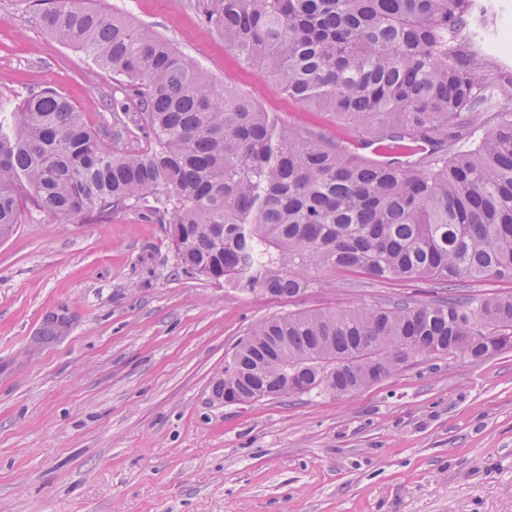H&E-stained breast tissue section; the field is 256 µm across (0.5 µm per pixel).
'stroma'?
Wrapping results in <instances>:
<instances>
[{
    "label": "stroma",
    "mask_w": 512,
    "mask_h": 512,
    "mask_svg": "<svg viewBox=\"0 0 512 512\" xmlns=\"http://www.w3.org/2000/svg\"><path fill=\"white\" fill-rule=\"evenodd\" d=\"M169 39L280 120L372 149L228 50L199 0H96ZM52 87L92 128L128 101L119 77L0 0V101ZM426 282L331 275L292 300L185 269L168 227L26 209L0 239V512H512V350L422 359L353 395L227 405L236 344L291 311L363 308Z\"/></svg>",
    "instance_id": "35a3bbf8"
}]
</instances>
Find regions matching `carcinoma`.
<instances>
[{"instance_id":"obj_1","label":"carcinoma","mask_w":512,"mask_h":512,"mask_svg":"<svg viewBox=\"0 0 512 512\" xmlns=\"http://www.w3.org/2000/svg\"><path fill=\"white\" fill-rule=\"evenodd\" d=\"M474 0H202L225 46L304 107L336 114L381 154L273 118L162 35L124 17L49 0L42 26L121 77L138 118L112 108L100 134L46 89L0 113V238L30 204L54 217L137 208L180 263L244 293L288 299L325 273L444 286L432 305L290 311L259 322L224 366V402L358 393L419 358L477 362L509 349L512 294H459L512 281V81L476 48ZM492 119L474 136L473 112ZM148 129L147 146L112 143ZM459 289L486 295H503L512 293V282L507 280H462L459 282Z\"/></svg>"}]
</instances>
